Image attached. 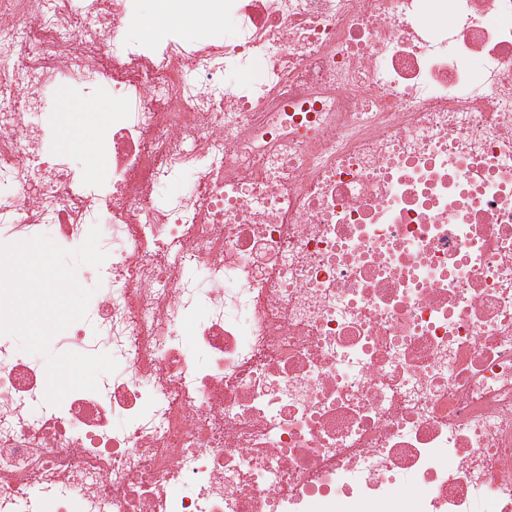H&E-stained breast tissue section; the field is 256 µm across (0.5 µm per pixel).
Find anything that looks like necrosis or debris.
<instances>
[{
    "label": "necrosis or debris",
    "mask_w": 512,
    "mask_h": 512,
    "mask_svg": "<svg viewBox=\"0 0 512 512\" xmlns=\"http://www.w3.org/2000/svg\"><path fill=\"white\" fill-rule=\"evenodd\" d=\"M136 2L0 0V243L99 227L98 333L56 346L122 367L34 421L0 338V512H512V0H220L233 35L132 45ZM104 82L88 196L33 116Z\"/></svg>",
    "instance_id": "obj_1"
}]
</instances>
